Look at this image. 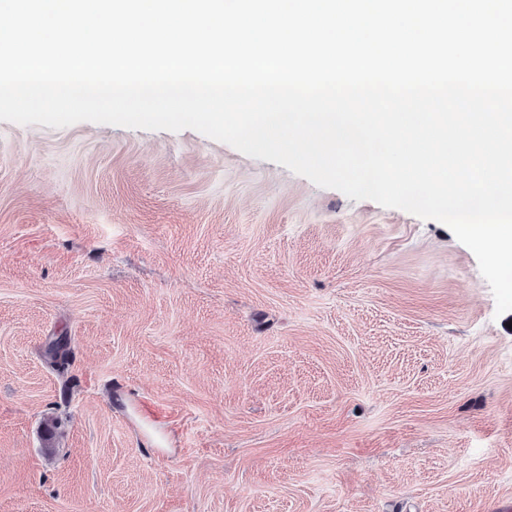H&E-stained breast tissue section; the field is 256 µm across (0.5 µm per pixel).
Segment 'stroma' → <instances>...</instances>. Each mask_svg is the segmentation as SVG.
I'll return each instance as SVG.
<instances>
[{
	"instance_id": "1",
	"label": "stroma",
	"mask_w": 512,
	"mask_h": 512,
	"mask_svg": "<svg viewBox=\"0 0 512 512\" xmlns=\"http://www.w3.org/2000/svg\"><path fill=\"white\" fill-rule=\"evenodd\" d=\"M495 310L438 221L192 129L0 121V512H485Z\"/></svg>"
}]
</instances>
